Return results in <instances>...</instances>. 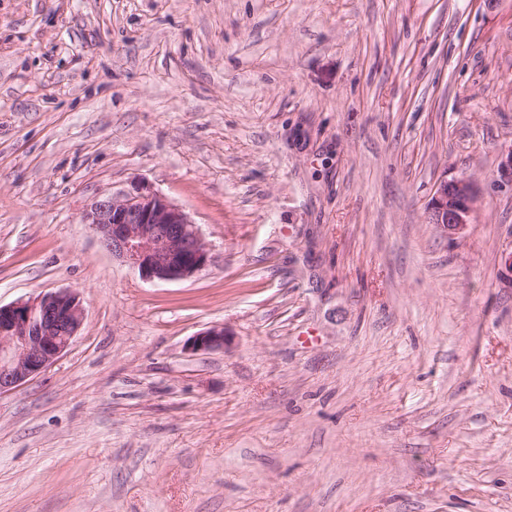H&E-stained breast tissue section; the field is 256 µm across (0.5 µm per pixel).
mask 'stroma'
Returning a JSON list of instances; mask_svg holds the SVG:
<instances>
[{
    "mask_svg": "<svg viewBox=\"0 0 512 512\" xmlns=\"http://www.w3.org/2000/svg\"><path fill=\"white\" fill-rule=\"evenodd\" d=\"M511 145L512 0H0V304L85 308L0 397V512H512ZM138 180L195 276L81 223ZM476 202L473 184L466 179H442L428 206V223L456 233L470 224ZM227 332L224 326L214 325L196 334L188 345V352L192 354L200 352H213L224 350L227 342Z\"/></svg>",
    "mask_w": 512,
    "mask_h": 512,
    "instance_id": "35a3bbf8",
    "label": "stroma"
}]
</instances>
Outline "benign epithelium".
Here are the masks:
<instances>
[{
  "mask_svg": "<svg viewBox=\"0 0 512 512\" xmlns=\"http://www.w3.org/2000/svg\"><path fill=\"white\" fill-rule=\"evenodd\" d=\"M475 202L470 181L445 178L431 198L428 223L455 233L470 223ZM82 223L145 282L186 280L209 262L197 225L143 181L117 195L95 197L84 209ZM83 320L82 301L68 290L0 304V396L51 367L68 350ZM226 342L224 326L214 325L192 338L188 352L221 351Z\"/></svg>",
  "mask_w": 512,
  "mask_h": 512,
  "instance_id": "7a95c632",
  "label": "benign epithelium"
}]
</instances>
